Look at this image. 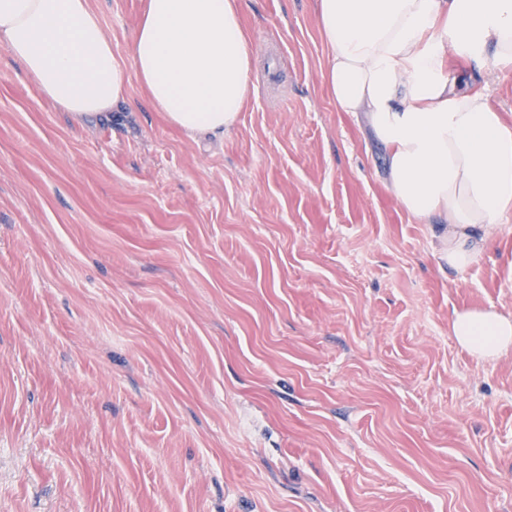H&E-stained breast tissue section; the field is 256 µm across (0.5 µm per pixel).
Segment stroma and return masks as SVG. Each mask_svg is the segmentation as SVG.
Segmentation results:
<instances>
[{"instance_id": "1", "label": "stroma", "mask_w": 512, "mask_h": 512, "mask_svg": "<svg viewBox=\"0 0 512 512\" xmlns=\"http://www.w3.org/2000/svg\"><path fill=\"white\" fill-rule=\"evenodd\" d=\"M146 0H89L126 56ZM235 127L137 78L80 121L0 45V512H512V212L454 271L326 81L316 0H239ZM475 81L512 125V76ZM451 332L477 360L497 358L512 347V318L494 309L454 311Z\"/></svg>"}]
</instances>
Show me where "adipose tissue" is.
<instances>
[{"label":"adipose tissue","mask_w":512,"mask_h":512,"mask_svg":"<svg viewBox=\"0 0 512 512\" xmlns=\"http://www.w3.org/2000/svg\"><path fill=\"white\" fill-rule=\"evenodd\" d=\"M317 16L338 110L363 113L398 202L440 226L441 260L476 263L512 211V128L447 59L512 62V0H318ZM0 44L75 117L127 102L125 68L88 0H0ZM128 56L172 126L208 136L237 123L253 70L239 0H147ZM451 332L479 360L512 349V318L493 309L454 311Z\"/></svg>","instance_id":"1"}]
</instances>
